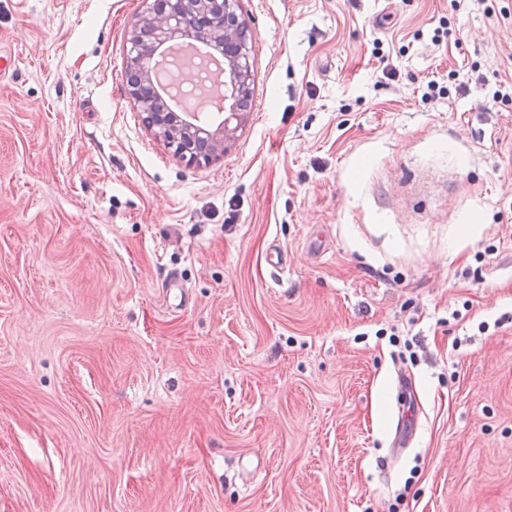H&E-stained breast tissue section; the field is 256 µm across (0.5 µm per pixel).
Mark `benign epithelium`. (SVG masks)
Listing matches in <instances>:
<instances>
[{"instance_id": "obj_1", "label": "benign epithelium", "mask_w": 512, "mask_h": 512, "mask_svg": "<svg viewBox=\"0 0 512 512\" xmlns=\"http://www.w3.org/2000/svg\"><path fill=\"white\" fill-rule=\"evenodd\" d=\"M126 38L127 95L144 126L192 163L220 159L249 117L255 36L241 16L239 0H144ZM179 40L224 54V120L211 130L171 111L153 87L157 51Z\"/></svg>"}]
</instances>
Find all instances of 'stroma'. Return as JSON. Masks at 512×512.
I'll return each instance as SVG.
<instances>
[{
  "label": "stroma",
  "mask_w": 512,
  "mask_h": 512,
  "mask_svg": "<svg viewBox=\"0 0 512 512\" xmlns=\"http://www.w3.org/2000/svg\"><path fill=\"white\" fill-rule=\"evenodd\" d=\"M142 8L0 0V512H512V0H240L206 165ZM145 7L126 38L127 95L134 102L144 126L182 158L209 164L220 159L249 117L253 93L255 36L241 16L238 0H144ZM179 40H191L224 52L186 43L178 55H193L212 66V109L221 111L224 88V120L215 131L200 122L187 121L172 112L167 100L153 87L157 51ZM225 67V69H224ZM225 70V78H224Z\"/></svg>",
  "instance_id": "obj_1"
}]
</instances>
